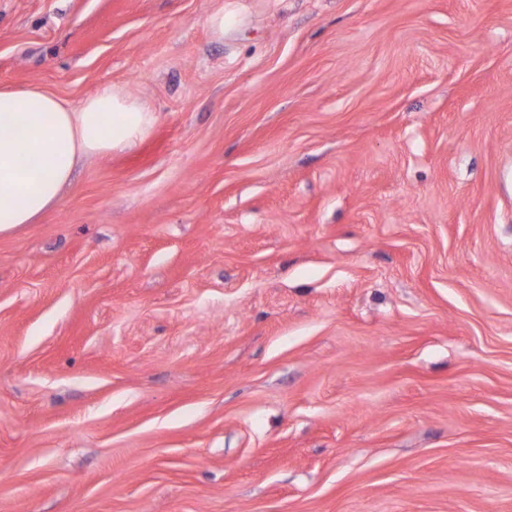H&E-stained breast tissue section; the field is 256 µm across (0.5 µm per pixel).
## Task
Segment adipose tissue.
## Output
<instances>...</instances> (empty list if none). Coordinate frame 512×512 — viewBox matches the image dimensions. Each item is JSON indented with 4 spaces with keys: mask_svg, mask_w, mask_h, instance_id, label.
I'll return each mask as SVG.
<instances>
[{
    "mask_svg": "<svg viewBox=\"0 0 512 512\" xmlns=\"http://www.w3.org/2000/svg\"><path fill=\"white\" fill-rule=\"evenodd\" d=\"M155 114L112 85L79 107L38 86L0 87V233L53 210L85 157L134 147Z\"/></svg>",
    "mask_w": 512,
    "mask_h": 512,
    "instance_id": "ef3b65f1",
    "label": "adipose tissue"
}]
</instances>
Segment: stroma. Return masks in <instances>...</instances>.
I'll use <instances>...</instances> for the list:
<instances>
[{
	"label": "stroma",
	"mask_w": 512,
	"mask_h": 512,
	"mask_svg": "<svg viewBox=\"0 0 512 512\" xmlns=\"http://www.w3.org/2000/svg\"><path fill=\"white\" fill-rule=\"evenodd\" d=\"M0 85L156 115L0 234V512H512V0H0Z\"/></svg>",
	"instance_id": "obj_1"
}]
</instances>
